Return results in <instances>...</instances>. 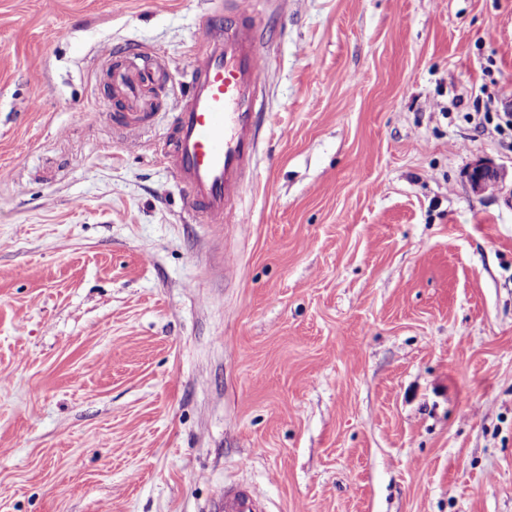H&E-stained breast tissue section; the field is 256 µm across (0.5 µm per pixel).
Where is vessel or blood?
<instances>
[{"mask_svg":"<svg viewBox=\"0 0 512 512\" xmlns=\"http://www.w3.org/2000/svg\"><path fill=\"white\" fill-rule=\"evenodd\" d=\"M261 20L246 6L233 18L214 9L194 38L187 93L169 103L174 133L156 152L184 193L186 210L203 223L246 221L241 207L255 174L257 125L266 79ZM219 512H266L245 485H225Z\"/></svg>","mask_w":512,"mask_h":512,"instance_id":"b4317fda","label":"vessel or blood"}]
</instances>
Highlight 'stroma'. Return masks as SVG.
Returning <instances> with one entry per match:
<instances>
[{
  "label": "stroma",
  "mask_w": 512,
  "mask_h": 512,
  "mask_svg": "<svg viewBox=\"0 0 512 512\" xmlns=\"http://www.w3.org/2000/svg\"><path fill=\"white\" fill-rule=\"evenodd\" d=\"M211 6L0 0V512H512V0H253L229 230L155 153ZM501 179L502 175L497 169L483 164L476 165L469 175L471 188L475 192H484L499 183ZM220 512H266L263 503L245 485L230 483L224 485L218 507Z\"/></svg>",
  "instance_id": "1"
}]
</instances>
